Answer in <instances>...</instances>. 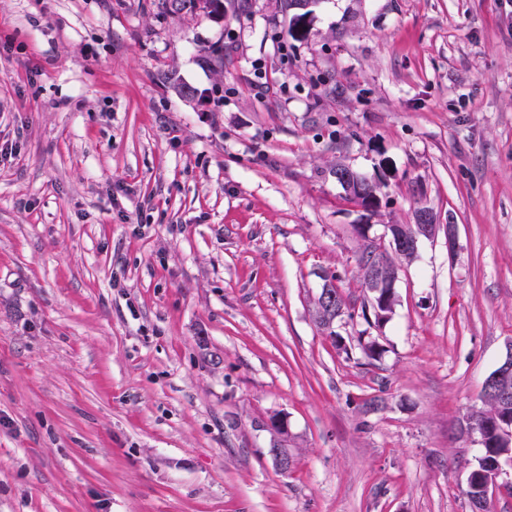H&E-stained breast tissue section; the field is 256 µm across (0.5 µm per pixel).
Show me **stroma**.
Masks as SVG:
<instances>
[{
    "instance_id": "stroma-1",
    "label": "stroma",
    "mask_w": 512,
    "mask_h": 512,
    "mask_svg": "<svg viewBox=\"0 0 512 512\" xmlns=\"http://www.w3.org/2000/svg\"><path fill=\"white\" fill-rule=\"evenodd\" d=\"M160 2L0 0V512H471L462 428L512 341V0H315L299 35L286 0ZM422 209L456 253L421 239L364 318V240ZM164 12L169 14H188L197 10L220 16L224 13V0H162ZM335 275L327 276L324 278V284L322 288H331L335 293V308L333 311H329L328 308L324 307L320 302V298L316 301V318L319 325L325 329L330 330L333 322L344 313V307L346 306L345 300L338 288L334 285Z\"/></svg>"
}]
</instances>
